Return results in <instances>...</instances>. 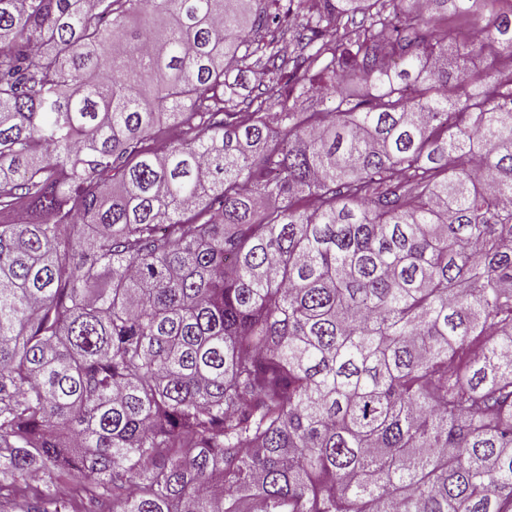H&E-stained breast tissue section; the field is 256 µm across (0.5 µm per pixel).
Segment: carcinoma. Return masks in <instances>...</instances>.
Masks as SVG:
<instances>
[{
    "instance_id": "1",
    "label": "carcinoma",
    "mask_w": 512,
    "mask_h": 512,
    "mask_svg": "<svg viewBox=\"0 0 512 512\" xmlns=\"http://www.w3.org/2000/svg\"><path fill=\"white\" fill-rule=\"evenodd\" d=\"M487 11L0 0V512H512Z\"/></svg>"
}]
</instances>
